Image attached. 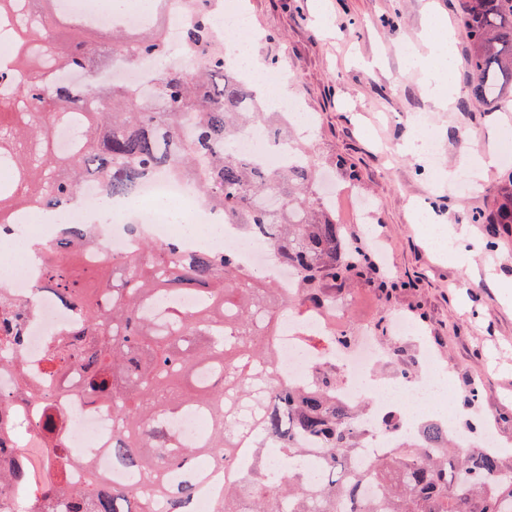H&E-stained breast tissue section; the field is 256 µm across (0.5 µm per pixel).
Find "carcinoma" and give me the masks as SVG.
Segmentation results:
<instances>
[{
  "label": "carcinoma",
  "mask_w": 512,
  "mask_h": 512,
  "mask_svg": "<svg viewBox=\"0 0 512 512\" xmlns=\"http://www.w3.org/2000/svg\"><path fill=\"white\" fill-rule=\"evenodd\" d=\"M45 0H0V24L27 12L37 17L21 26L0 64V163L13 170V182L0 186V219L10 207L49 209L66 203L85 180L123 197L161 173L193 180L205 203L248 233L265 239L297 275L296 293L285 299L269 280L244 275L236 253L183 254L150 238L122 261L120 283L100 280L82 288L76 268L89 269L83 252L90 230L67 224L47 258L45 282L80 319L46 347L48 383L62 386L72 365L91 404L109 402L116 416L112 468L137 474L138 484L110 482L88 459L74 461L61 447L51 415L38 443L50 449L54 474L30 486L22 460L0 467V488L14 484L30 491L31 512H188L206 478L197 459L224 464V501L219 512H512V461L500 453L461 451L444 439L432 421L421 439L386 453L367 469L355 468L364 433L359 403L336 402L338 375L330 365L315 367L308 381L283 384L272 374L276 354L270 342L286 305L329 308L350 295L357 282L389 297L401 284L385 280L361 240L336 220V211L316 194L320 162L309 148L305 159L278 169L261 166L234 151L239 132L262 126L275 140H288V126L277 112L253 109L257 84L247 82L212 50L210 20L199 13L187 27L183 45L200 51L190 65L161 69L153 90L129 85L92 87L78 96L58 77L61 70L95 74L114 61L162 63L168 47L158 26L137 39L111 26V38L85 36L94 23L79 16L69 31H58L55 7ZM469 32L467 66L471 97L512 101V0H461ZM81 114L78 147L55 151L53 130L71 113ZM472 219L490 226L485 246L494 248L496 226L512 224V171L505 174L498 204ZM199 297L193 310L177 298ZM28 306L0 292V363L14 367L15 402L42 406L38 388L27 380L20 349L25 343ZM199 411L208 418L203 435L182 441L165 417ZM252 435L269 448L304 458L303 443L319 445L322 481L308 485L306 471L292 470L288 481L272 485L267 461L246 452ZM85 473L74 484L73 465Z\"/></svg>",
  "instance_id": "cac0c4a2"
}]
</instances>
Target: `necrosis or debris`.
Listing matches in <instances>:
<instances>
[{"label":"necrosis or debris","instance_id":"1","mask_svg":"<svg viewBox=\"0 0 512 512\" xmlns=\"http://www.w3.org/2000/svg\"><path fill=\"white\" fill-rule=\"evenodd\" d=\"M199 5L210 13L211 25L217 35L244 29L248 24V16L238 0H169L164 12L163 36L173 49H180L183 34ZM267 139L265 129L243 130L236 139L237 150L240 155L260 160L268 168L287 164V155L270 148ZM137 195L143 203L137 222L156 242H178L185 253L200 250V243L187 240L182 225L172 223L164 212L152 206L153 200L159 197L182 202L193 222L219 225L216 245L236 252L242 273H263L280 288L282 295L288 297L293 294L296 286L293 270L278 261L266 243L242 238L238 225L226 221L222 213L198 205L192 181L173 175H157L142 183ZM93 231L96 243L91 256L99 262L130 255L138 246V239L130 232L120 205H113L111 223L94 225ZM0 280L5 283L6 292L25 300L31 309L26 321L22 361L29 380L41 384L46 343L49 339L63 336L75 321L76 314L45 290L41 259L37 255H29ZM339 328L336 318L320 310L292 313L280 320L272 338L278 352L276 374L283 382L302 381L308 379L318 363L325 361L335 365L340 375L336 391L339 402L354 404L360 402L365 394L373 395L376 405L360 421L366 439L358 465L364 468L377 457L399 447L403 440L417 434L420 426L417 411L442 399L450 380L447 368L425 347L415 355V368L411 375L377 378L374 369L386 361L387 355L373 332L365 326L357 328L353 343L344 348L331 340ZM49 401L61 422L60 437L64 446L71 448L75 456L92 459L98 470L112 474L116 482H128L126 473L112 469L109 454L113 426L111 409L90 405L76 387L54 391ZM396 401L402 405L401 422L396 430L391 431L382 427L381 419Z\"/></svg>","mask_w":512,"mask_h":512}]
</instances>
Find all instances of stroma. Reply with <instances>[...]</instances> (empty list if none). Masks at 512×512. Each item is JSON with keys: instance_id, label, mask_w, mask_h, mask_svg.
Masks as SVG:
<instances>
[{"instance_id": "35a3bbf8", "label": "stroma", "mask_w": 512, "mask_h": 512, "mask_svg": "<svg viewBox=\"0 0 512 512\" xmlns=\"http://www.w3.org/2000/svg\"><path fill=\"white\" fill-rule=\"evenodd\" d=\"M438 26L452 33L459 95L453 111H436L422 94V75L409 71L407 45L425 41L424 2ZM249 22L267 35L250 44L252 57L277 60L296 96L317 123L308 143L326 172L344 160L355 183L373 203L376 220L352 224L351 234L383 240L384 274L402 282L391 302L356 284L344 318L357 326L394 313L408 315L430 348L462 376L482 385L503 454L512 455V233L495 249L463 266L430 243L425 225L414 223L412 203L425 201L446 224L489 213L496 205L503 166L486 174L481 187L462 196L445 179L433 180L427 158L400 154L388 159L382 141L404 144L415 135L409 115L429 118L439 134L440 170L459 158H479L496 138V126L512 125V112L496 117L470 97L466 67L469 34L459 19V0H246ZM478 138L461 148L457 130ZM468 223V222H467Z\"/></svg>"}]
</instances>
